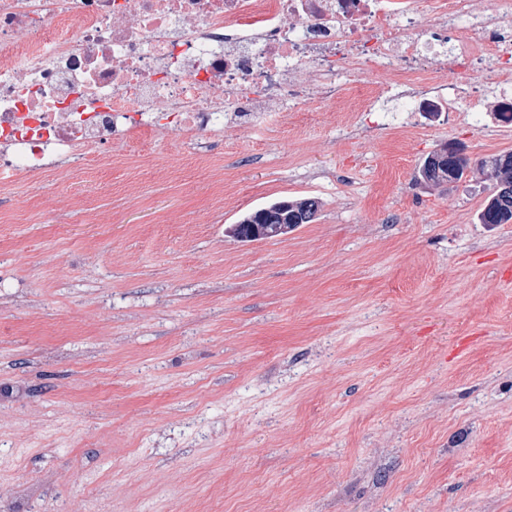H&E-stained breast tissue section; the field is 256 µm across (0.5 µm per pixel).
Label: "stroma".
<instances>
[{
  "instance_id": "35a3bbf8",
  "label": "stroma",
  "mask_w": 512,
  "mask_h": 512,
  "mask_svg": "<svg viewBox=\"0 0 512 512\" xmlns=\"http://www.w3.org/2000/svg\"><path fill=\"white\" fill-rule=\"evenodd\" d=\"M498 98L228 112L0 187V512H512ZM448 142L472 167L427 186ZM281 198L312 223L242 243ZM508 154L510 165L507 168H501L495 165L497 159H503ZM489 166L495 178L494 191L489 196L486 204L480 212L479 220L483 224H509L512 219L508 218L503 223L504 213L512 215V152L500 154L484 162ZM430 156L424 160L421 166V177L426 184L440 185L448 179V183L457 181L459 172H454L448 177V168L451 167L452 161L447 159L443 162L436 163L429 161ZM318 208V202L312 198L281 199L244 216L232 225L230 234L244 243L286 235L301 224L311 223ZM285 224L288 231H283Z\"/></svg>"
}]
</instances>
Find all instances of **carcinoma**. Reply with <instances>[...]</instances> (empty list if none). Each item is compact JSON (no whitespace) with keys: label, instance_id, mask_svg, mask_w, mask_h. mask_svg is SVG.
Wrapping results in <instances>:
<instances>
[{"label":"carcinoma","instance_id":"cac0c4a2","mask_svg":"<svg viewBox=\"0 0 512 512\" xmlns=\"http://www.w3.org/2000/svg\"><path fill=\"white\" fill-rule=\"evenodd\" d=\"M498 158L485 162L492 170L495 178L494 191L489 196L480 212L482 224L503 223L504 213L512 214V164L507 168L495 165ZM452 161L447 159L436 163L424 160L421 166V177L430 185H439L448 179V168ZM318 201L307 199H281L266 207L257 209L231 227V234L240 242H251L258 238L271 239L285 234L283 228L293 231L302 224L311 223L318 211Z\"/></svg>","mask_w":512,"mask_h":512}]
</instances>
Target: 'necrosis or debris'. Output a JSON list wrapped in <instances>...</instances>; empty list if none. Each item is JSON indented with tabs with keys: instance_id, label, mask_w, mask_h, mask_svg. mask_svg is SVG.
<instances>
[{
	"instance_id": "obj_1",
	"label": "necrosis or debris",
	"mask_w": 512,
	"mask_h": 512,
	"mask_svg": "<svg viewBox=\"0 0 512 512\" xmlns=\"http://www.w3.org/2000/svg\"><path fill=\"white\" fill-rule=\"evenodd\" d=\"M432 57L485 73L512 125V28L472 0H0V169L35 176L155 135L166 116L196 141L228 112L335 99L339 69H385L388 93L421 89L438 112Z\"/></svg>"
}]
</instances>
